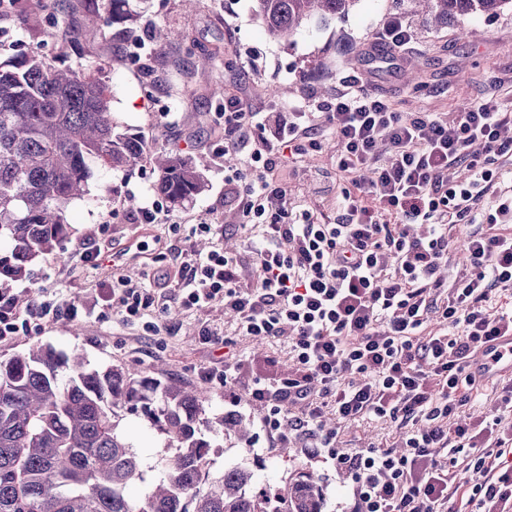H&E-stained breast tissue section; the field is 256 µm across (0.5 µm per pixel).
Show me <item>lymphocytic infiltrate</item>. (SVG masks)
<instances>
[{
    "instance_id": "obj_1",
    "label": "lymphocytic infiltrate",
    "mask_w": 512,
    "mask_h": 512,
    "mask_svg": "<svg viewBox=\"0 0 512 512\" xmlns=\"http://www.w3.org/2000/svg\"><path fill=\"white\" fill-rule=\"evenodd\" d=\"M224 148L254 171L236 189L240 222L257 232L255 283L237 284L235 260L214 249L185 260L182 302L223 299L239 335L289 340L294 368L255 381L254 401L280 402L265 426L327 454L355 480L353 512H512V415L473 430L448 424L471 399L474 355L512 335V306L489 321L492 291L512 288V189L494 166L512 152V112L491 102L461 112H395L382 91L347 90L312 112H248L224 104ZM326 136L338 145L344 190L335 223L292 215L275 177L284 155ZM471 175L449 182L448 168ZM463 277L448 249L461 227ZM387 418L405 428L401 451L338 448L324 422ZM481 484L462 489L457 467Z\"/></svg>"
}]
</instances>
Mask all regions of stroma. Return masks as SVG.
<instances>
[{
  "label": "stroma",
  "mask_w": 512,
  "mask_h": 512,
  "mask_svg": "<svg viewBox=\"0 0 512 512\" xmlns=\"http://www.w3.org/2000/svg\"><path fill=\"white\" fill-rule=\"evenodd\" d=\"M105 10L104 0H30L25 17L0 15V54L46 42L57 25L76 27L67 64L93 62L112 87V119L119 129L141 135L150 148H164L193 158L203 170L207 190L168 207L169 222L142 224L138 208L156 200V174L151 163L131 171L96 167L89 191L66 211L71 227L60 248L64 260L36 259L25 280L14 284L21 308L43 314L40 330L0 342V360L35 344L72 356H84L91 367L134 366L211 391L208 417L234 414L251 422L252 443L242 452L234 438L212 437L210 474L225 466L250 468L257 487L283 484L298 472L313 473L322 489L323 512H352L353 484L341 480L332 463L293 447L283 456L264 420L269 406L258 407L247 389L254 379L275 381L291 368L288 342L269 338L255 342L237 335L223 301L182 306L181 257L200 246L232 242L239 258L242 285L253 282V255L239 225L236 197L224 191V127L214 114L209 91L223 83L224 96L240 100L249 112H279L318 104L347 84L382 91L397 112L460 111L474 100L512 106V9L494 15L468 14L434 26L415 0H356L349 13L313 18L289 42L271 40L256 14L255 0H201L192 12L179 0H150L147 17L186 32L195 52H214L218 64L192 69L185 51L171 49L165 64L146 69L113 62L115 46L91 28L80 26L85 6ZM398 17L411 28L413 48L395 58L375 50L373 42L388 18ZM470 36L459 40V30ZM238 60L228 69L224 59ZM417 67L416 84L404 74ZM277 96H269V89ZM337 144L323 140L319 150L282 162L278 177L294 211H310L315 221H336L337 200L345 181L336 168ZM213 224V235L190 236V225ZM98 258L88 262L85 251ZM150 289L155 304L143 316L123 318L112 304L117 278ZM73 304L77 316L57 313ZM231 340L243 366L237 399L224 391V340ZM126 437L146 463L156 464L163 436L143 417L127 416ZM337 441L346 449L392 448L400 442L397 423L372 420L341 424Z\"/></svg>",
  "instance_id": "1"
}]
</instances>
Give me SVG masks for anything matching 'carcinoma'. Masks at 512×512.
Instances as JSON below:
<instances>
[{
    "mask_svg": "<svg viewBox=\"0 0 512 512\" xmlns=\"http://www.w3.org/2000/svg\"><path fill=\"white\" fill-rule=\"evenodd\" d=\"M144 0H109L88 9L87 26L118 44L117 56L149 40L162 48L185 35L143 20ZM269 35L293 37L315 16H342L355 0H256ZM439 26L455 15L494 14L512 0H422ZM49 37L60 56L74 42L66 28ZM102 69L60 67L38 48L0 59V275L23 280L38 257L69 234L65 211L88 192L93 167L133 170L150 160L157 190L175 203L200 194L206 180L179 153H148L145 140L117 130ZM208 391L150 377L125 366L89 367L82 356L33 347L0 360V512H322L318 479L300 472L284 485L256 489L237 464L212 478L206 433L234 436L247 448L249 423L206 417ZM141 415L165 438L159 464L144 462L121 432ZM139 483L143 493L128 495Z\"/></svg>",
    "mask_w": 512,
    "mask_h": 512,
    "instance_id": "1",
    "label": "carcinoma"
}]
</instances>
